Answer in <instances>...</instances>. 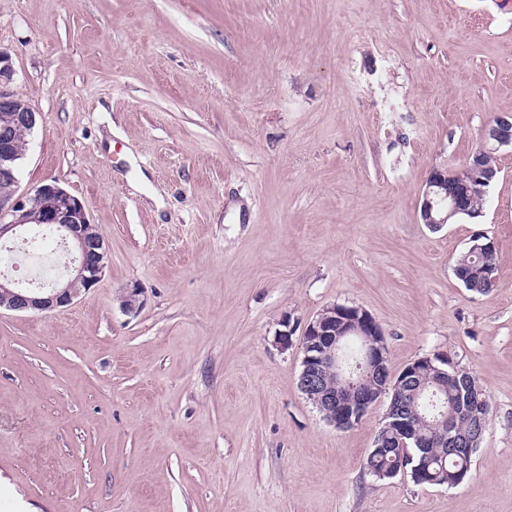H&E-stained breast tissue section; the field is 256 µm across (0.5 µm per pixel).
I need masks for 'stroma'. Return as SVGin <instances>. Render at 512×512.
I'll list each match as a JSON object with an SVG mask.
<instances>
[{"mask_svg": "<svg viewBox=\"0 0 512 512\" xmlns=\"http://www.w3.org/2000/svg\"><path fill=\"white\" fill-rule=\"evenodd\" d=\"M0 50L38 114L20 188L79 198L109 256L71 306L0 312V512H512V149L480 223L418 220L512 113V0H0ZM479 235L488 295L453 271ZM333 304L392 372L437 356L486 389L463 483L364 469L388 398L347 430L306 399ZM473 240H478L482 242L479 243L476 241V243L472 244V249L474 252H479L480 254H483L488 257L493 255L494 251L496 252L495 242L492 239L486 236H478L473 238ZM479 253L468 254L467 249V251L458 255V257L455 260L454 267H460L466 264L468 266H472L473 270H477V272H479L480 270H482V267L485 265L486 262V259ZM495 254L491 259V262L496 266ZM496 271V267L486 265L485 267H483V276H485L486 278L476 274L472 275L469 278V286H467V288L479 294H488L495 291L497 288H499V281L498 279L495 280L497 278ZM487 278L492 279V281L488 280Z\"/></svg>", "mask_w": 512, "mask_h": 512, "instance_id": "1", "label": "stroma"}]
</instances>
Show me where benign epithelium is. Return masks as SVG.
<instances>
[{
	"label": "benign epithelium",
	"instance_id": "obj_1",
	"mask_svg": "<svg viewBox=\"0 0 512 512\" xmlns=\"http://www.w3.org/2000/svg\"><path fill=\"white\" fill-rule=\"evenodd\" d=\"M14 68L11 56L0 51V110L10 111L18 98L12 88ZM512 148V114L495 116L482 133V145L459 168H435L425 182L420 204V221L433 229L444 226L453 218L465 214L470 218L484 216L475 200L488 192L496 180L499 168L494 165L496 153ZM16 155L11 149L7 127L0 128V182L15 186L7 196H0V242L18 238L32 224H48L72 246L74 260L65 281L57 280L48 288H20L7 278L0 279V310L19 313H42L67 307L80 292L95 286L104 276L109 257L103 237L88 234L90 220L81 201L57 184H41L28 192H19ZM120 309L137 313L144 305V291L137 285L119 295ZM348 337L363 341L364 350L358 370L347 372L336 360V350ZM299 388L323 414L325 420L338 429L358 424L379 400L371 390L378 377L383 389L391 390L402 399L411 394V385L437 388L448 387L449 371L455 366L446 360L421 357L407 364L397 374H387L389 363L380 325L365 310L348 305H332L309 321L303 331ZM485 405L479 397L476 383L465 384L460 393L457 411L448 417V430L434 436L420 435L413 423L394 409L375 448L382 454H398L390 474L407 476V466L413 461L406 448H445L453 452L470 450V436L458 423L470 420Z\"/></svg>",
	"mask_w": 512,
	"mask_h": 512
}]
</instances>
